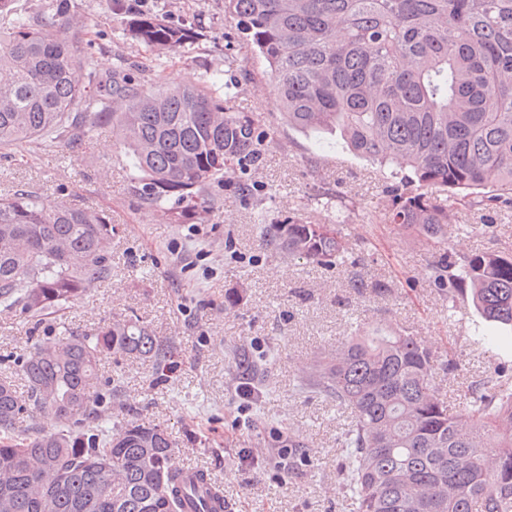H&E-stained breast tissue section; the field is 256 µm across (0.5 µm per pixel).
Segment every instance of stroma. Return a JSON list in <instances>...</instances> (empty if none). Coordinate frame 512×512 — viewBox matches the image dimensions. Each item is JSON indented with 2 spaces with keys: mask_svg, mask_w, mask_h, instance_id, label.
Listing matches in <instances>:
<instances>
[{
  "mask_svg": "<svg viewBox=\"0 0 512 512\" xmlns=\"http://www.w3.org/2000/svg\"><path fill=\"white\" fill-rule=\"evenodd\" d=\"M73 2L100 74L122 56L134 61L137 80L222 78L233 111L261 117L266 151L259 167L240 176L252 197L227 185L208 213L168 224L131 193V160L109 123L74 148L41 137L0 149V193L25 185L49 202L103 212L113 227L109 276L89 282L74 302L39 321L0 308V375L34 344L139 320L175 347V365L158 379L147 360L104 358L100 388L108 389L112 377L123 380L111 398L112 423L166 427L176 466L210 470L234 512H351L340 471L344 417L334 402L302 386L318 354L358 325L405 331L457 359V371L436 378L448 396L494 376L498 366L511 368L512 352L471 343L473 307L463 297L449 299L434 282L431 264L442 245L386 223L387 171L355 156L339 135L304 134L282 120L271 71L246 48L224 0H147L200 33L191 48L172 53L129 44L106 0ZM294 213L310 224L337 225L355 265L324 268L267 248L264 225ZM447 245L458 260L512 255V212L488 217L458 208ZM229 292L239 296L230 307ZM235 348L267 356L256 398L238 393L241 380L227 364ZM286 429L298 431L303 445L280 468L268 450L274 432Z\"/></svg>",
  "mask_w": 512,
  "mask_h": 512,
  "instance_id": "35a3bbf8",
  "label": "stroma"
}]
</instances>
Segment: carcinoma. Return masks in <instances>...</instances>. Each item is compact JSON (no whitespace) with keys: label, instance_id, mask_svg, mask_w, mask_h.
<instances>
[{"label":"carcinoma","instance_id":"carcinoma-1","mask_svg":"<svg viewBox=\"0 0 512 512\" xmlns=\"http://www.w3.org/2000/svg\"><path fill=\"white\" fill-rule=\"evenodd\" d=\"M109 2L131 43L175 52L198 40L188 24ZM224 13L274 74L288 126L337 131L410 187L389 223L441 238L462 201L512 209V0H224ZM1 14L12 20L0 30V149L42 136L72 144L109 118L134 161L132 194L168 224L208 211L228 172L262 163L266 130L231 111L217 84L136 83L125 61L99 75L71 0H43L34 17L0 0ZM263 235L292 259L347 260L333 224L294 215ZM111 245L103 213L15 186L0 196V307L37 317L75 300L109 274ZM434 278L450 297L470 289L484 321L474 344L512 346V256L448 253ZM108 355L146 359L161 376L175 348L119 320L32 347L16 370L23 395L0 376V512H199L165 427H107L97 383ZM437 363L420 338L379 328L355 329L316 361L304 386L346 414L352 512H512V383L499 375L465 391L463 419L439 393ZM230 367L248 381L264 359L236 350ZM37 412L56 427L21 433Z\"/></svg>","mask_w":512,"mask_h":512}]
</instances>
